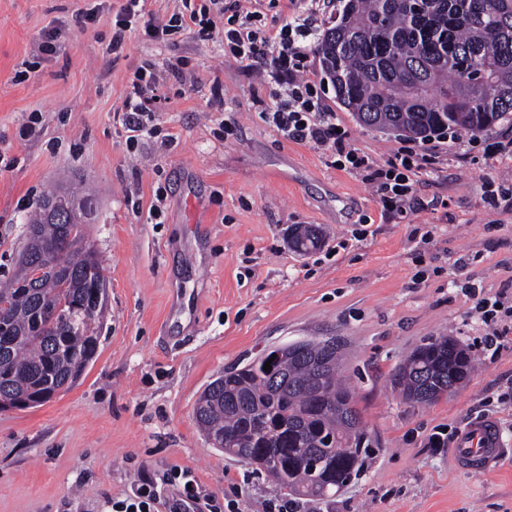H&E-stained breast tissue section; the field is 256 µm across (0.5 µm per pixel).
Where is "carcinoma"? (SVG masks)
Here are the masks:
<instances>
[{"mask_svg": "<svg viewBox=\"0 0 512 512\" xmlns=\"http://www.w3.org/2000/svg\"><path fill=\"white\" fill-rule=\"evenodd\" d=\"M314 51L336 98L359 122L427 139L449 129L480 132L512 116V0H343ZM78 205L60 222L45 202ZM57 190L26 219L24 249L52 256L43 276L18 270L0 285V401L41 405L72 386L95 357L103 307L84 305L103 268L87 245L81 204ZM276 375L256 357L216 378L194 407L214 447L254 464L297 495L326 497L363 472L370 453L361 411L341 378L339 349L318 340L279 347ZM470 352L429 338L395 369L413 406L457 390L472 375Z\"/></svg>", "mask_w": 512, "mask_h": 512, "instance_id": "cac0c4a2", "label": "carcinoma"}]
</instances>
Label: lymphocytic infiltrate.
<instances>
[{
	"label": "lymphocytic infiltrate",
	"instance_id": "1",
	"mask_svg": "<svg viewBox=\"0 0 512 512\" xmlns=\"http://www.w3.org/2000/svg\"><path fill=\"white\" fill-rule=\"evenodd\" d=\"M221 0H183L184 14L165 21H151L146 17V0H123L112 23L113 53L124 47L127 32L134 23L144 25L146 35L156 38L181 33L187 24L197 25L201 40L211 39L213 20L211 12ZM318 30L316 18L298 16L283 20L277 39H270L254 14L238 13L227 17L224 24V50L250 71L258 73L271 88V99L262 103L259 115L283 138L296 143L311 144L332 152L334 164L360 174L373 185L385 209L405 211L416 192L418 173L436 171V156L408 146L398 151L385 164L378 165L346 145L345 132L339 131L335 113L329 112L322 99V88L317 80L307 75V43ZM159 101L153 65L138 69L126 92L121 120L128 132L130 146H138L141 139L160 134L156 105ZM487 328L486 347L503 348L512 343V328L498 324L495 304L484 297L478 287L466 290ZM193 476L187 470L173 468L162 477L149 472L140 473L130 494L112 505V512H155L166 486H178L179 497L175 512H197L206 506L207 512H238L236 502H220L218 498L201 499L193 489Z\"/></svg>",
	"mask_w": 512,
	"mask_h": 512
}]
</instances>
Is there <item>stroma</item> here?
<instances>
[{
	"mask_svg": "<svg viewBox=\"0 0 512 512\" xmlns=\"http://www.w3.org/2000/svg\"><path fill=\"white\" fill-rule=\"evenodd\" d=\"M121 0H0V281L17 270L30 207L79 185L95 201L85 225L108 280L98 351L78 381L45 404L0 411V512H112L140 468L190 470L201 495L267 512L288 493L254 466L214 448L193 418L209 383L266 347L336 338L344 377L373 439L364 472L301 512H512V458L484 475L460 471L436 432L496 419L512 446V344L490 353L464 289L512 305V210L486 191L512 181V160L488 156L512 119L422 142L439 158L419 176L420 204L387 212L371 184L312 145L284 139L258 116L269 88L225 54L224 18L210 41L195 27L175 40L128 32L112 54ZM269 37L284 16L315 9L336 22L337 0H238ZM95 20L77 27L78 11ZM63 31L40 52L45 28ZM182 68H175L176 60ZM155 66L168 142L137 148L117 113L134 73ZM347 142L377 163L405 138L360 124L327 90ZM33 112L45 120L21 137ZM235 119V138L217 124ZM165 186L160 223L146 217ZM201 205L199 223L185 211ZM319 247L292 248L300 225ZM454 337L473 355L472 380L432 405L410 406L391 375L415 347Z\"/></svg>",
	"mask_w": 512,
	"mask_h": 512,
	"instance_id": "obj_1",
	"label": "stroma"
}]
</instances>
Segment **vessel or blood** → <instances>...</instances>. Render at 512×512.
<instances>
[{"instance_id": "vessel-or-blood-1", "label": "vessel or blood", "mask_w": 512, "mask_h": 512, "mask_svg": "<svg viewBox=\"0 0 512 512\" xmlns=\"http://www.w3.org/2000/svg\"><path fill=\"white\" fill-rule=\"evenodd\" d=\"M458 469L481 475L495 469L512 450L505 447L495 419H472L467 433L450 450Z\"/></svg>"}]
</instances>
